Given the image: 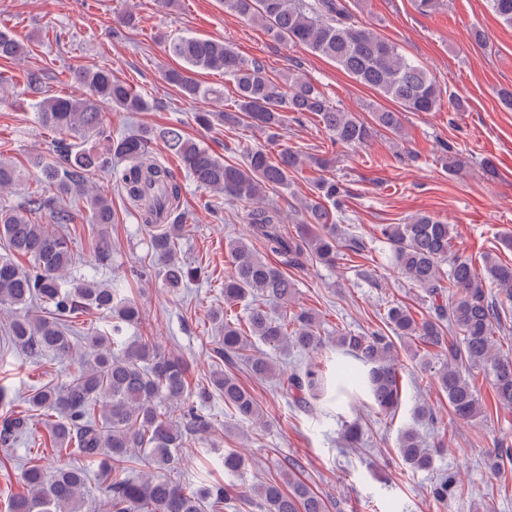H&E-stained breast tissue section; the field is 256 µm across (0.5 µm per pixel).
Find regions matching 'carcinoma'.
<instances>
[{"label": "carcinoma", "mask_w": 512, "mask_h": 512, "mask_svg": "<svg viewBox=\"0 0 512 512\" xmlns=\"http://www.w3.org/2000/svg\"><path fill=\"white\" fill-rule=\"evenodd\" d=\"M502 23L512 26V0H489ZM224 10L246 18L277 39L306 46L314 54L336 63L360 84L397 103L405 112L441 109L443 93L429 73L406 59L393 42L352 20L344 0H224ZM168 51L183 63L165 72V81L184 97L210 100L219 91L196 79L199 71H221L234 85L233 108L196 114L202 127H254L275 143L279 131L311 114L319 118L333 145L366 146L380 132L401 135L400 113L381 109L372 121L356 117L335 105L310 80L291 75L288 89L280 90L265 65L246 60L222 40L195 36L176 37ZM26 52L12 32L0 29V57L15 59ZM79 93L45 96L35 103L39 123L58 135L52 140L54 157L30 159V166L52 194L37 190L20 205L0 202V308L9 312L5 328L14 346L34 356L72 353V319L90 310L110 315L109 330L86 337L87 353L81 367L60 386L36 389L27 398L24 415L0 416V445L8 446L30 433L36 416H45L55 447L97 461L112 475L106 486L102 512H221L232 499L234 486L202 481L187 489L171 475L182 448L195 436L212 428V417L203 406L217 394L240 423L260 424L264 414L239 379L216 365L206 383L191 386L183 359L158 349L149 336L126 338L128 328L141 323L138 303L114 283L99 280L111 266L108 225L112 201L94 189L91 175L112 168L113 159L126 162L119 184L126 201L149 235L151 267L164 288L177 293L197 271L180 260L177 240L184 220L180 212L183 181L158 161L150 144L160 139L180 161L188 178L208 194L206 205L222 201L253 204L241 215L248 224V238L227 245L231 271L224 276V311L213 319L224 322L222 346L216 357L243 359L257 378H275L281 394L294 407L343 420V436L352 444L358 425L346 419L365 395L384 415L401 403V374L394 345L382 330L339 332L336 348L343 358L329 372L317 363L292 369L280 377L270 358L255 347L253 339L283 353L319 348L316 314L294 305L296 289L285 273L314 259L332 266L336 261V224L342 218V198L347 190L323 175L330 164L324 156L303 155L285 148L272 155L263 146H248L241 164L224 161L208 147L185 137L176 126L143 128L135 135H115L104 111L147 112L151 105L141 93L106 67L79 68L70 74ZM293 116H288V113ZM448 172L461 173L467 162L454 145L440 144ZM305 165L318 172L311 196L291 206L298 223L309 228L293 234L282 227L281 209L267 202V193L288 186V173ZM21 181L20 167L0 160V190ZM75 201L87 210L97 229L95 263L91 273L68 281L76 264L71 231L37 224L32 215L48 212L55 223L72 224L74 212L65 203ZM393 264L412 286L432 298L431 312L418 319L402 305L387 310L385 325L401 339L415 338L423 352H413L447 395L448 408L460 423L476 419L482 410L473 373L488 379L496 400L512 408V355L496 348L495 328L501 324L504 304L512 303V267L490 253L483 256V273L472 259L454 250L453 227L420 213L405 224L377 226ZM263 251H258L253 241ZM23 256V267L16 257ZM283 311L252 305L244 319H231L230 311L252 292ZM459 340L445 341L444 333ZM399 455L415 471L429 470L432 449L422 447L414 427L399 436ZM147 470L133 477L134 464ZM224 473L242 474L244 457L234 449L221 459ZM26 493L12 498L8 512H86V473L69 463L51 470L30 465L20 473ZM288 489L277 480L257 488L264 512H329L320 494L293 475ZM465 490L454 475L440 477L433 495L440 499Z\"/></svg>", "instance_id": "1"}]
</instances>
